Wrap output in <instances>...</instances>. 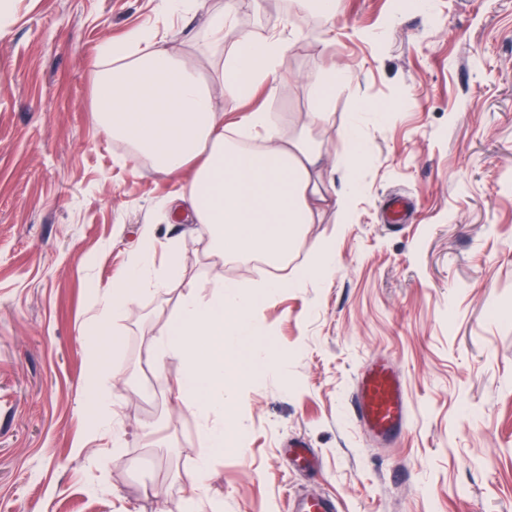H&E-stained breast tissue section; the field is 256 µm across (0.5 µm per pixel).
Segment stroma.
<instances>
[{
    "instance_id": "obj_1",
    "label": "stroma",
    "mask_w": 512,
    "mask_h": 512,
    "mask_svg": "<svg viewBox=\"0 0 512 512\" xmlns=\"http://www.w3.org/2000/svg\"><path fill=\"white\" fill-rule=\"evenodd\" d=\"M274 4L258 0L237 26L290 37L276 89L225 95V123L265 110L282 134L306 127L308 77L332 62L352 84L310 134L333 162L357 125L365 157L349 212L326 210L274 270L292 273L336 241L333 276L258 308L280 370L242 384L231 419L245 434L201 487L204 436L176 388L185 367L150 365L145 350L186 282L205 287L218 272L247 286L258 270L173 223L161 202L179 178L100 132L93 89L100 45L138 28L168 29L214 73L202 17H171L162 0H9L0 11V512H286L311 493L342 512H512V0H339L334 18L313 22ZM363 100L386 116L360 111ZM396 193L412 206L389 224ZM148 225L150 265L179 238L184 280L146 288L87 334ZM373 355L397 364L412 407L386 446L345 410ZM98 374L112 391L103 408L89 397ZM296 438L309 466L288 458Z\"/></svg>"
}]
</instances>
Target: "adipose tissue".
I'll return each mask as SVG.
<instances>
[{"label": "adipose tissue", "instance_id": "ef3b65f1", "mask_svg": "<svg viewBox=\"0 0 512 512\" xmlns=\"http://www.w3.org/2000/svg\"><path fill=\"white\" fill-rule=\"evenodd\" d=\"M240 7L239 0H230L203 20L220 54L212 77L204 75L195 57L172 46L164 30L136 29L123 40L104 42L93 106L101 132L126 143L132 157L147 160L159 173L184 176L177 209L202 225L208 250L220 257L260 256L283 263L323 210L347 209L359 188L354 173L363 161V141L358 130H349L345 159L335 165L318 142L301 131L282 136L272 113L260 111L242 121L254 144L229 136L222 92L246 99L258 87L275 89L281 60L291 47L281 35L258 39L242 33L226 41ZM350 83L349 74L335 65L317 69L309 125L327 123L328 96ZM338 172L348 189L328 194L324 177ZM153 246L152 230L144 229L125 278L100 297L95 325L131 303L141 288L182 277L179 242L169 243L160 270L147 262Z\"/></svg>", "mask_w": 512, "mask_h": 512}]
</instances>
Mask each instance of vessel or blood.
Instances as JSON below:
<instances>
[{"label":"vessel or blood","mask_w":512,"mask_h":512,"mask_svg":"<svg viewBox=\"0 0 512 512\" xmlns=\"http://www.w3.org/2000/svg\"><path fill=\"white\" fill-rule=\"evenodd\" d=\"M351 418L382 441L398 438L410 419L406 382L395 364L374 356L359 369L348 403ZM289 512H340L329 495L302 496L288 503Z\"/></svg>","instance_id":"obj_1"}]
</instances>
